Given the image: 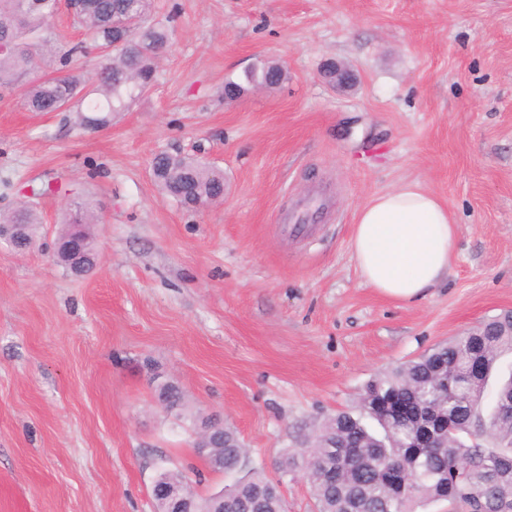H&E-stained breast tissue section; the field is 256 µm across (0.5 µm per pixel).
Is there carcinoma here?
<instances>
[{"label":"carcinoma","mask_w":512,"mask_h":512,"mask_svg":"<svg viewBox=\"0 0 512 512\" xmlns=\"http://www.w3.org/2000/svg\"><path fill=\"white\" fill-rule=\"evenodd\" d=\"M153 0H76L73 18L84 39L74 44L56 32L61 0H0V90L18 92L31 112H73L76 125L104 128L114 112L128 110L155 79V60L169 46L171 30L150 20ZM103 55L91 80L73 67L91 51ZM43 66L48 70L37 76ZM285 78L272 61L229 80L224 98L235 100L245 85L272 87ZM162 194L195 211L224 196V172L202 160L164 152L152 160ZM36 212L22 204L0 213V224H29ZM512 353V334L492 318L471 332L369 380L357 412L339 411L308 446L285 455L280 478L264 469L247 471V449L229 427L215 433L210 468L244 472L224 487V512H288L281 486L303 465L316 512H417L445 501L448 512H512V373L500 379L493 407L487 387L500 357ZM165 408L187 409L184 394L168 382L156 388ZM396 397L422 414L448 413V441L416 447L413 420L389 419L377 403ZM376 423L372 429L367 421Z\"/></svg>","instance_id":"obj_1"}]
</instances>
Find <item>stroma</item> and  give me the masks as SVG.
Returning a JSON list of instances; mask_svg holds the SVG:
<instances>
[{"label":"stroma","mask_w":512,"mask_h":512,"mask_svg":"<svg viewBox=\"0 0 512 512\" xmlns=\"http://www.w3.org/2000/svg\"><path fill=\"white\" fill-rule=\"evenodd\" d=\"M169 16L153 86L106 128L0 96V211L41 219L31 248L0 243V512H154L162 466L200 495L228 484L163 380L276 477L374 374L512 309V0H154ZM264 60L286 80L225 101ZM161 151L223 170V200L162 198ZM411 182L457 234L448 276L402 304L365 285L351 238ZM77 198L99 217L82 277L52 256ZM166 384L163 386L158 384L156 388V394L159 401H161L162 396L164 395V401L166 402V409H173V411L177 412V416H181L182 411L184 412L187 409L186 400L184 394L180 390L178 386L175 384L165 381Z\"/></svg>","instance_id":"obj_1"}]
</instances>
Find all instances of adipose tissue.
<instances>
[{"instance_id":"1","label":"adipose tissue","mask_w":512,"mask_h":512,"mask_svg":"<svg viewBox=\"0 0 512 512\" xmlns=\"http://www.w3.org/2000/svg\"><path fill=\"white\" fill-rule=\"evenodd\" d=\"M456 226L429 191L410 183L376 195L358 212L352 249L365 283L414 303L448 275Z\"/></svg>"}]
</instances>
